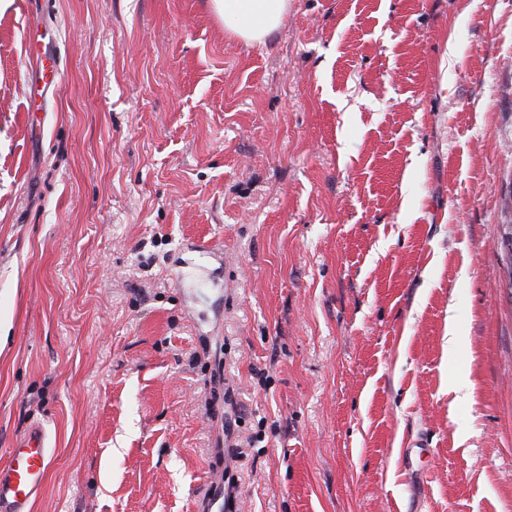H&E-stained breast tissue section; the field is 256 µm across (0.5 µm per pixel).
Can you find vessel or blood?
<instances>
[{
	"mask_svg": "<svg viewBox=\"0 0 512 512\" xmlns=\"http://www.w3.org/2000/svg\"><path fill=\"white\" fill-rule=\"evenodd\" d=\"M47 460L46 431L31 425L0 464V512H30L44 483Z\"/></svg>",
	"mask_w": 512,
	"mask_h": 512,
	"instance_id": "obj_1",
	"label": "vessel or blood"
}]
</instances>
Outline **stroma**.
I'll list each match as a JSON object with an SVG mask.
<instances>
[{"label":"stroma","mask_w":512,"mask_h":512,"mask_svg":"<svg viewBox=\"0 0 512 512\" xmlns=\"http://www.w3.org/2000/svg\"><path fill=\"white\" fill-rule=\"evenodd\" d=\"M505 224L512 0H289L254 44L0 0V462L43 424L32 512H512Z\"/></svg>","instance_id":"35a3bbf8"}]
</instances>
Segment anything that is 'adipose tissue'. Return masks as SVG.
<instances>
[{
	"mask_svg": "<svg viewBox=\"0 0 512 512\" xmlns=\"http://www.w3.org/2000/svg\"><path fill=\"white\" fill-rule=\"evenodd\" d=\"M225 28L247 43H262L276 32L288 11V0H211Z\"/></svg>",
	"mask_w": 512,
	"mask_h": 512,
	"instance_id": "1",
	"label": "adipose tissue"
}]
</instances>
